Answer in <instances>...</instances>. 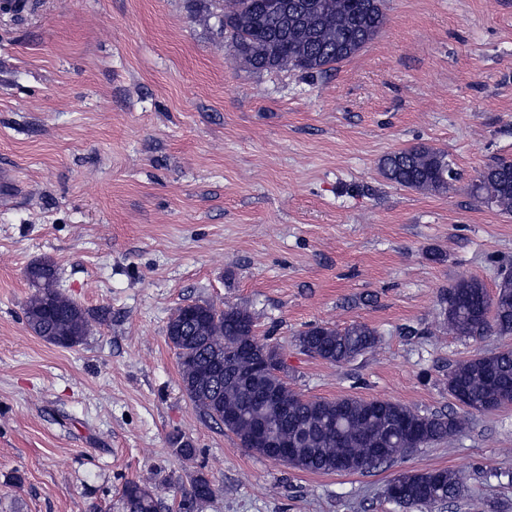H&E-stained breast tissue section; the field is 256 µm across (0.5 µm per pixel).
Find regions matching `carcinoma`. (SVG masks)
I'll return each instance as SVG.
<instances>
[{
  "label": "carcinoma",
  "mask_w": 512,
  "mask_h": 512,
  "mask_svg": "<svg viewBox=\"0 0 512 512\" xmlns=\"http://www.w3.org/2000/svg\"><path fill=\"white\" fill-rule=\"evenodd\" d=\"M251 14L224 24V8L214 7L218 33L230 41L235 58L258 72L281 69L320 75L361 51L386 23L384 0H330L315 23L304 14L309 0H288L296 15L288 22L270 10L265 0H237ZM390 182L419 191L445 193L456 179L448 155L423 144L386 154L380 161ZM471 194L481 202L512 214V160L497 158L478 172ZM26 277L35 288L25 308V320L34 335L60 347H73L89 333V313L56 287L57 275L49 263L29 266ZM443 324L463 337L489 333L512 335V275L504 274L495 293L474 278H460L438 296ZM495 301L497 315L488 321L484 307ZM254 317L238 306L222 310L210 303H192L170 317L167 337L178 351L181 383L201 417L224 426L239 444L254 454L252 425L261 419L272 427L271 439L288 443L297 429L310 430L305 445L297 449L293 469L312 473H338L341 460L352 463L346 473H364L391 465L417 448L444 441L462 432L465 420L445 413H420L398 402L346 396L336 399L306 398L285 382L284 367L274 368L259 380L248 377L253 356L248 348L260 346L254 333ZM297 345L309 355L331 364H344L372 351L380 335L365 323L342 329L314 325L298 333ZM233 352V361L215 371L213 362ZM465 396L467 413H482L512 401V348L491 355H476L458 363L448 374V393ZM180 457L195 458L196 449L180 435L171 438ZM384 449L377 456L374 449ZM394 502L404 508L446 503L458 498L467 484L461 470L437 468L425 472L405 470L393 478ZM215 489L202 475L190 489L168 505L164 498L140 480L126 481L120 490L123 512H199Z\"/></svg>",
  "instance_id": "carcinoma-1"
}]
</instances>
